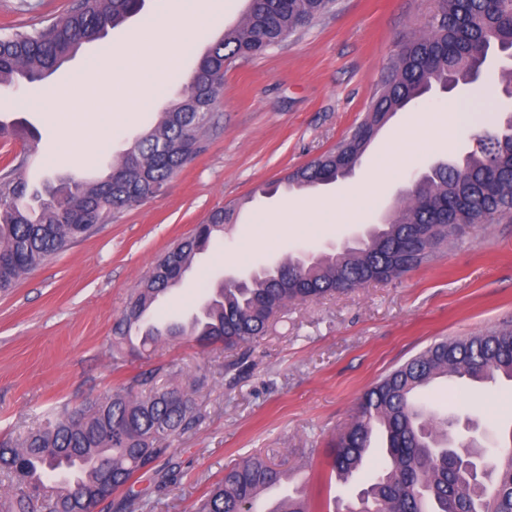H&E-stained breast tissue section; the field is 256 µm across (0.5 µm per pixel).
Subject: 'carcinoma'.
Wrapping results in <instances>:
<instances>
[{
    "instance_id": "cac0c4a2",
    "label": "carcinoma",
    "mask_w": 512,
    "mask_h": 512,
    "mask_svg": "<svg viewBox=\"0 0 512 512\" xmlns=\"http://www.w3.org/2000/svg\"><path fill=\"white\" fill-rule=\"evenodd\" d=\"M240 24L203 50L182 93L143 132L136 134L111 172L97 180L64 176L45 190L28 191L23 178L31 145L0 169V292L97 229L124 209L160 193L203 151L202 131L224 88V65L261 55L329 12L335 0H248ZM144 0H75L59 19L31 30L0 35V89L21 84L45 89L48 78L86 44L110 47V33L141 14ZM491 54L512 58V0H437L428 32L397 46L385 81L373 93L359 126L379 123L419 102L434 87L455 88L481 79L512 85V69L486 70ZM27 135L22 123L0 121V140ZM495 189L482 186L490 168ZM336 178V151L322 154L285 177L290 189L307 190ZM82 212L89 224H72ZM512 218V129L479 137L460 166L443 163L427 180L410 186L386 224H371L341 250L299 269L260 274L243 286L220 284L186 323L144 325L152 304L180 283L166 266L190 268L210 241L236 223V209L214 211L194 233L171 246L154 265L116 323L112 345L121 348L132 329L143 330L140 348L190 338L233 350L262 338L271 316L294 301L319 299L385 281L427 261L448 242L438 237L419 258L402 254L403 238L417 224H494ZM512 382V330L435 342L393 369L359 399L355 420L338 438L332 467L344 482L365 488L346 512H512V429L502 433L494 456L468 438L451 434L458 421L429 408L423 397L437 382L471 379ZM135 377L109 397L65 408L47 426L0 441V474L18 492L0 494V512H151L133 478L149 474L160 485L178 468L155 467L170 441L200 425L195 384L172 383L141 390ZM286 472L259 455L224 469V477L200 500L196 512H258L265 490ZM268 512H311L302 498L288 497Z\"/></svg>"
}]
</instances>
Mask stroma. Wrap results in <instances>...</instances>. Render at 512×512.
<instances>
[{
    "label": "stroma",
    "instance_id": "1",
    "mask_svg": "<svg viewBox=\"0 0 512 512\" xmlns=\"http://www.w3.org/2000/svg\"><path fill=\"white\" fill-rule=\"evenodd\" d=\"M69 6L70 0H0V34L11 26L48 24ZM434 11V0H336L331 12L264 54L227 63L204 151L162 192L0 294V436L38 428L62 407L109 396L137 374L167 365L177 371L178 383L196 382L205 419L171 443L169 455L180 465L174 483L160 489L150 478L139 482L154 512H194L225 467L255 451L283 465L289 494L306 497L314 512H333L336 500L354 497L361 485L335 477L330 448L353 422L363 392L435 340L512 330V218L469 230L399 278L289 304L245 354L180 342L116 359L113 327L159 257L214 209L242 207L237 222L215 241L225 253L237 250L241 236L274 234L283 237L282 248L267 246L258 264L283 260L299 248L322 252L380 223L413 175L475 150L474 132L465 128L436 154L405 155L401 181L382 185L370 212L322 238L302 239L287 227L253 222L257 213H276L290 198L284 191L263 197L260 188L351 134L396 46L425 31ZM475 91L472 85L437 90L397 113L352 176L311 189V197L334 201L370 181L375 160L399 131L409 130L416 112L442 115L450 101L470 99L476 109L492 108L495 121L512 115V97L502 84H494L485 101ZM35 93L24 85L0 91V120L20 119L39 135L27 177L32 190L58 174H107L113 154L155 118L134 111L132 100L113 98L111 84H100L89 96L112 98L113 123L121 128L111 153L91 168L58 163L56 140L41 114L17 104ZM225 273L211 265L209 254L198 255L178 288L157 303L158 321H187ZM231 358L238 367L228 373L224 365ZM427 401L439 411H456L459 430L478 424L476 436L488 448L501 427H512V400L495 392L472 388L462 394L442 382Z\"/></svg>",
    "mask_w": 512,
    "mask_h": 512
}]
</instances>
